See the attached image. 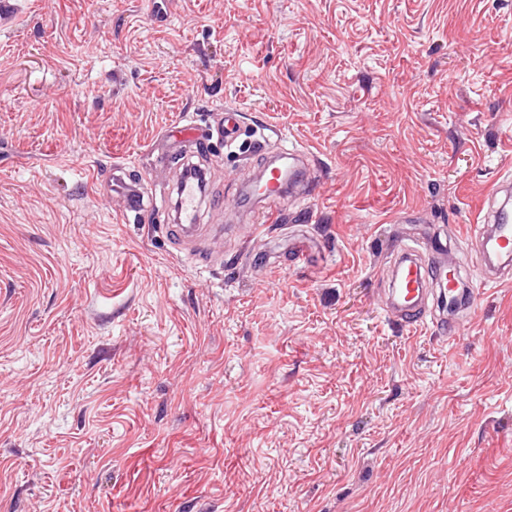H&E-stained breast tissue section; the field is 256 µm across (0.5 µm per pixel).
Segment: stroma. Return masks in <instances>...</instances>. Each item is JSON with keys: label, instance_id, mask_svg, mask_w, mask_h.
Here are the masks:
<instances>
[{"label": "stroma", "instance_id": "1", "mask_svg": "<svg viewBox=\"0 0 512 512\" xmlns=\"http://www.w3.org/2000/svg\"><path fill=\"white\" fill-rule=\"evenodd\" d=\"M14 2L0 512H512V287L467 242L512 176V0ZM228 111L232 145L167 138ZM288 142L308 177L256 220ZM162 155L206 174L189 247L107 185L175 197ZM435 235L478 291L446 340L380 298Z\"/></svg>", "mask_w": 512, "mask_h": 512}]
</instances>
